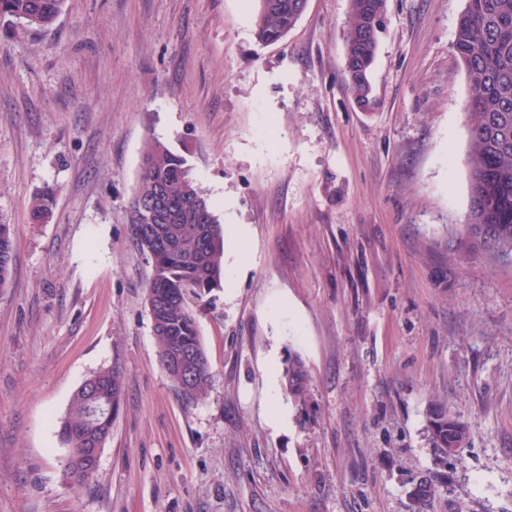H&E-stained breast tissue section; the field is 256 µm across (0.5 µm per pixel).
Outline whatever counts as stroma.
<instances>
[{
	"label": "stroma",
	"mask_w": 512,
	"mask_h": 512,
	"mask_svg": "<svg viewBox=\"0 0 512 512\" xmlns=\"http://www.w3.org/2000/svg\"><path fill=\"white\" fill-rule=\"evenodd\" d=\"M466 0H387L373 103L345 75L349 0L281 42L254 0H69L0 20V512H512V266H453L469 204ZM186 146L224 229L198 318L199 401L159 361L128 210L151 139ZM55 195L48 223L28 220ZM308 396L285 389L291 359ZM124 397L95 478L59 421L94 372ZM468 425L446 466L431 403ZM67 0H0V19L12 18L24 27H51L63 12ZM27 207L31 223H47L52 217L53 196L49 193L35 194L29 199ZM13 270V232L11 225L0 224V288L11 278Z\"/></svg>",
	"instance_id": "obj_1"
}]
</instances>
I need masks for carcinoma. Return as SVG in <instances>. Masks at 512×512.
<instances>
[{"label":"carcinoma","mask_w":512,"mask_h":512,"mask_svg":"<svg viewBox=\"0 0 512 512\" xmlns=\"http://www.w3.org/2000/svg\"><path fill=\"white\" fill-rule=\"evenodd\" d=\"M67 0H0V19L12 18L23 26L51 27ZM255 37L261 43L278 42L293 29L305 9V0H257ZM387 0H349L344 30L346 82L359 104L370 105V70L376 56L379 30L373 21L386 10ZM453 49L468 81L465 109L469 115V207L464 219L466 247L448 254L458 263L490 256L512 263V0H467L458 18ZM164 202L165 219L136 223L140 206ZM53 196L33 195L28 201L31 223L52 217ZM134 244L145 256L151 273L148 293L161 303L155 312L160 350L189 357L193 384L185 386L175 372L168 378L183 398L194 401L205 394L212 375L201 343L194 305L221 287L224 234L211 199L192 175L187 159L159 139L148 143L130 202ZM13 270V232L0 224V288ZM285 386L294 400H306L308 372L294 359L285 373ZM123 376L105 368L87 378L61 419L58 436L69 448L63 460L66 479L84 483L94 474L79 473L80 456L88 440H103L122 404ZM427 431L436 450L437 465L448 463V449L467 438V425L435 404L427 414ZM413 494L417 507H426L437 488L420 477Z\"/></svg>","instance_id":"1"}]
</instances>
